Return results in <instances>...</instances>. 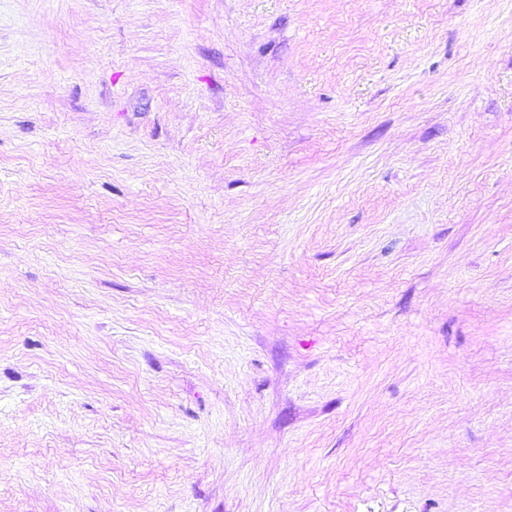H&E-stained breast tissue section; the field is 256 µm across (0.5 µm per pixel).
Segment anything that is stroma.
Wrapping results in <instances>:
<instances>
[{"label":"stroma","instance_id":"35a3bbf8","mask_svg":"<svg viewBox=\"0 0 512 512\" xmlns=\"http://www.w3.org/2000/svg\"><path fill=\"white\" fill-rule=\"evenodd\" d=\"M0 512H512V0H0Z\"/></svg>","mask_w":512,"mask_h":512}]
</instances>
